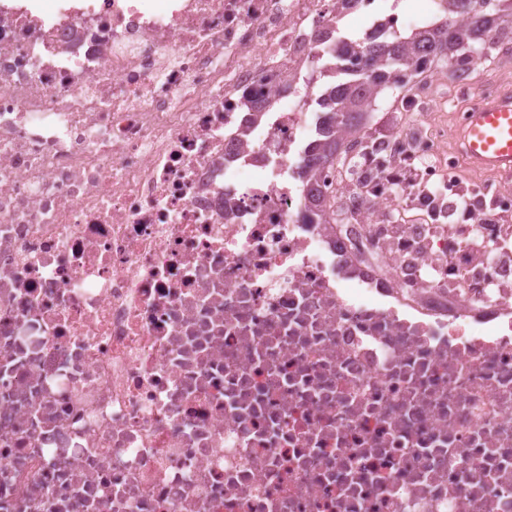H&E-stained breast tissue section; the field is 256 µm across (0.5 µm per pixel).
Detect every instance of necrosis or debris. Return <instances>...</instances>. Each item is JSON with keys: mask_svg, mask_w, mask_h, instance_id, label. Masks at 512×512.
Masks as SVG:
<instances>
[{"mask_svg": "<svg viewBox=\"0 0 512 512\" xmlns=\"http://www.w3.org/2000/svg\"><path fill=\"white\" fill-rule=\"evenodd\" d=\"M447 7L0 0V512H512V252L304 174L344 27Z\"/></svg>", "mask_w": 512, "mask_h": 512, "instance_id": "1", "label": "necrosis or debris"}]
</instances>
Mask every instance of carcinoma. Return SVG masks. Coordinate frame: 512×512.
Wrapping results in <instances>:
<instances>
[{
	"label": "carcinoma",
	"mask_w": 512,
	"mask_h": 512,
	"mask_svg": "<svg viewBox=\"0 0 512 512\" xmlns=\"http://www.w3.org/2000/svg\"><path fill=\"white\" fill-rule=\"evenodd\" d=\"M448 15L433 28H423L402 39L394 35L381 42L368 40L357 51L356 68L336 81L324 99L331 107L330 121L319 127L325 137L322 158L336 161L359 181L383 178L389 159L382 146L391 138L387 123L370 120V108L380 92L405 93L420 83L416 58L429 57L448 69V85L455 87L471 79L480 66H502L512 53V0H447ZM498 39L486 40L488 31ZM363 131L359 148L351 152L344 134Z\"/></svg>",
	"instance_id": "1"
}]
</instances>
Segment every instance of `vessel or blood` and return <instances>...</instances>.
I'll use <instances>...</instances> for the list:
<instances>
[{"label":"vessel or blood","mask_w":512,"mask_h":512,"mask_svg":"<svg viewBox=\"0 0 512 512\" xmlns=\"http://www.w3.org/2000/svg\"><path fill=\"white\" fill-rule=\"evenodd\" d=\"M453 146L471 170L512 176L511 85L472 101L464 122L454 129Z\"/></svg>","instance_id":"obj_1"}]
</instances>
